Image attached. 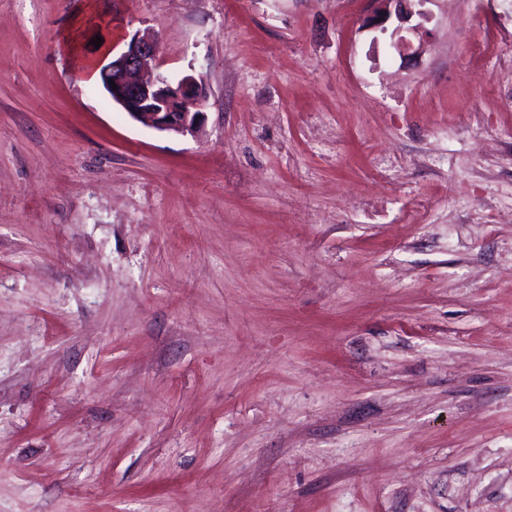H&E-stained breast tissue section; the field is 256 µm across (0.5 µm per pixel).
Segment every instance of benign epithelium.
Here are the masks:
<instances>
[{
	"label": "benign epithelium",
	"mask_w": 512,
	"mask_h": 512,
	"mask_svg": "<svg viewBox=\"0 0 512 512\" xmlns=\"http://www.w3.org/2000/svg\"><path fill=\"white\" fill-rule=\"evenodd\" d=\"M425 0H377L380 7L369 25L387 31L386 23L396 18L399 25L392 31V47L399 53L410 48L400 35L401 24L413 16V2ZM96 67L103 70V89L112 103L133 120L161 132L195 135L203 125L208 96L202 80L186 75L177 81L153 71L159 67L158 45L148 30L136 31L125 50L114 53L111 47L101 52Z\"/></svg>",
	"instance_id": "obj_1"
}]
</instances>
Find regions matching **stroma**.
<instances>
[{
	"label": "stroma",
	"instance_id": "35a3bbf8",
	"mask_svg": "<svg viewBox=\"0 0 512 512\" xmlns=\"http://www.w3.org/2000/svg\"><path fill=\"white\" fill-rule=\"evenodd\" d=\"M375 8L0 0V512H512V0ZM379 2L381 6L376 9L372 15L369 25L373 28H380L382 32L387 31L385 24L392 18L394 14L400 25L396 26L391 33V37L398 35L401 31V24L410 20L415 13L413 11V3L422 4L425 0H374ZM393 7V10L391 9ZM112 53V59L105 63ZM158 45L149 30H137L125 50L107 47L96 60L103 89L133 120L161 132L194 136L203 125L208 96L202 80L186 75L171 81L158 74ZM113 79L117 90H113Z\"/></svg>",
	"mask_w": 512,
	"mask_h": 512
}]
</instances>
